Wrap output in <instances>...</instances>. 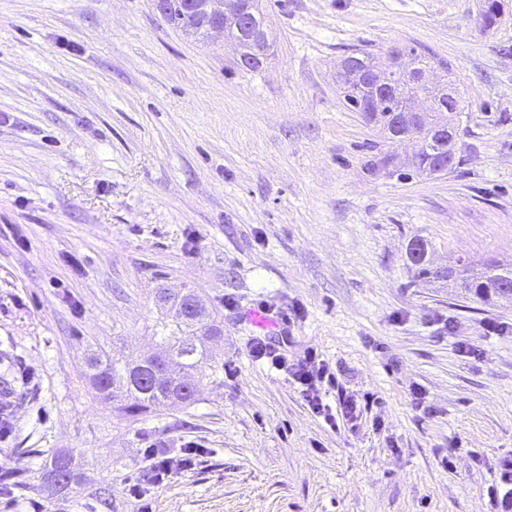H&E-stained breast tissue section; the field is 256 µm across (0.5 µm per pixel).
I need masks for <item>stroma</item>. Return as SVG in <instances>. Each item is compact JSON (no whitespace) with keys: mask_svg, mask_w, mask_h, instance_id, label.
Segmentation results:
<instances>
[{"mask_svg":"<svg viewBox=\"0 0 512 512\" xmlns=\"http://www.w3.org/2000/svg\"><path fill=\"white\" fill-rule=\"evenodd\" d=\"M481 2L262 0L270 56L249 72L152 0H0V459L27 475L0 512H132L145 449L189 442L152 512H495L512 301L416 283L406 259L423 238L438 266L512 263V0L489 31ZM409 46L460 85L461 163L403 180L382 160L416 141L380 139L337 72ZM161 288L195 290L224 334L193 405L124 417L86 357L159 351ZM258 336L316 349L329 402L369 397L359 424L313 414ZM50 476L53 482L58 485L65 487L75 477V465L70 456H64L63 454L55 455L50 462ZM68 468V469H66ZM57 474H60V478L57 479ZM69 474V476H68ZM68 476V478H67ZM72 480V481H73Z\"/></svg>","mask_w":512,"mask_h":512,"instance_id":"35a3bbf8","label":"stroma"}]
</instances>
